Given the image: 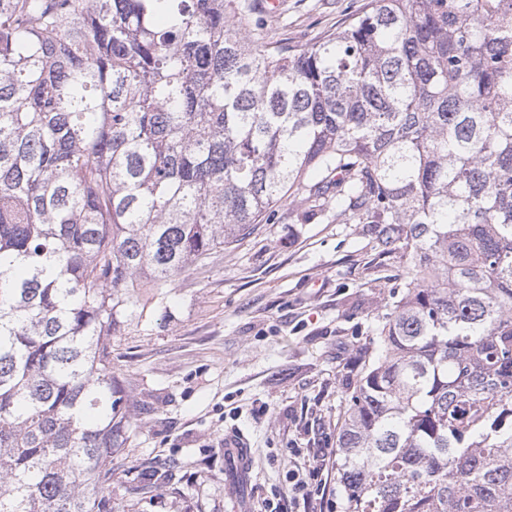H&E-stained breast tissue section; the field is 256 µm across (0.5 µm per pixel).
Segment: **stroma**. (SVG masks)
I'll list each match as a JSON object with an SVG mask.
<instances>
[{
	"label": "stroma",
	"instance_id": "obj_1",
	"mask_svg": "<svg viewBox=\"0 0 512 512\" xmlns=\"http://www.w3.org/2000/svg\"><path fill=\"white\" fill-rule=\"evenodd\" d=\"M367 0H255L280 42L336 30ZM410 266L382 252L377 228L335 214L306 221L291 198L271 219L162 289L112 338V371L130 420L112 482L116 512H331L296 496L291 475L322 467L379 316ZM244 436L248 479L224 456ZM148 483L151 493L136 494Z\"/></svg>",
	"mask_w": 512,
	"mask_h": 512
}]
</instances>
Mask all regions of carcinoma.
I'll return each mask as SVG.
<instances>
[{
  "instance_id": "carcinoma-1",
  "label": "carcinoma",
  "mask_w": 512,
  "mask_h": 512,
  "mask_svg": "<svg viewBox=\"0 0 512 512\" xmlns=\"http://www.w3.org/2000/svg\"><path fill=\"white\" fill-rule=\"evenodd\" d=\"M253 14L0 0V512H115L133 292L287 194L412 265L346 398L340 512H512V0H368L304 43Z\"/></svg>"
}]
</instances>
